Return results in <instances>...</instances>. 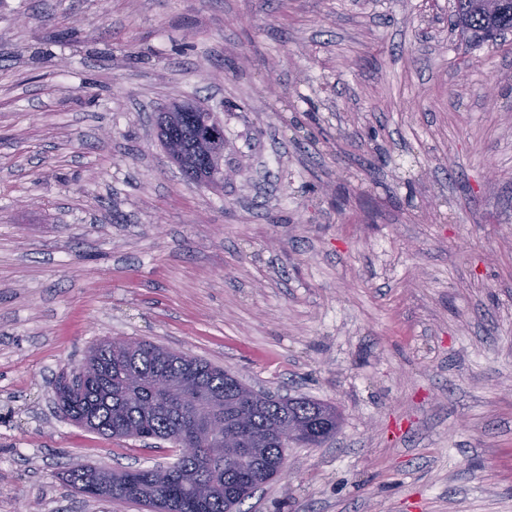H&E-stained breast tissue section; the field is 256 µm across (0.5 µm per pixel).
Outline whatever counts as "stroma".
Instances as JSON below:
<instances>
[{"instance_id": "35a3bbf8", "label": "stroma", "mask_w": 512, "mask_h": 512, "mask_svg": "<svg viewBox=\"0 0 512 512\" xmlns=\"http://www.w3.org/2000/svg\"><path fill=\"white\" fill-rule=\"evenodd\" d=\"M455 0H0V512H138L52 383L109 337L333 405L241 512H512V35ZM192 97L224 185L156 136Z\"/></svg>"}]
</instances>
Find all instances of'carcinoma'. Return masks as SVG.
<instances>
[{
	"label": "carcinoma",
	"mask_w": 512,
	"mask_h": 512,
	"mask_svg": "<svg viewBox=\"0 0 512 512\" xmlns=\"http://www.w3.org/2000/svg\"><path fill=\"white\" fill-rule=\"evenodd\" d=\"M456 22L462 32L483 39L489 32L512 27V0H456ZM178 107L190 110L194 121L177 122L165 133L179 145L173 159L190 180L219 177L216 169L197 165L203 154L198 128L210 110L189 102ZM158 377L170 378L183 393L158 394ZM242 391L232 374L206 361L147 341L103 340L90 347L75 394L56 399L58 411L109 438L158 439L175 447L189 442L197 452L179 455L165 467H72L63 480L90 498L131 503L149 512H237L245 499L272 480V466L281 456L277 439L269 433L272 425L300 423L308 432L296 443L305 446H318L336 434V417L322 415L325 403L306 397L260 399L244 408ZM210 413L227 428L239 418L246 421L239 450L229 458L201 435L200 419Z\"/></svg>",
	"instance_id": "obj_1"
}]
</instances>
